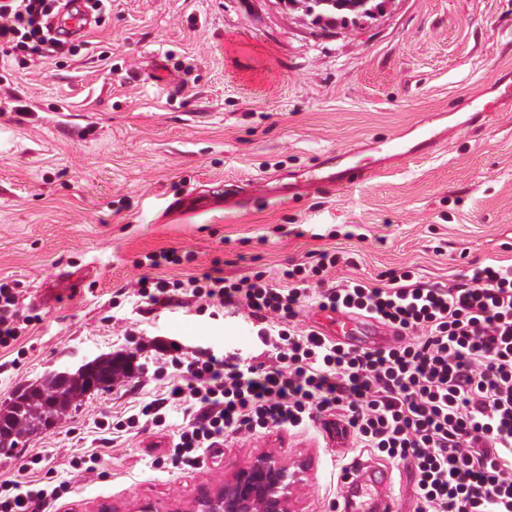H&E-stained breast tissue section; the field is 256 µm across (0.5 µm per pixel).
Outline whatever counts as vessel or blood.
<instances>
[{"label": "vessel or blood", "mask_w": 512, "mask_h": 512, "mask_svg": "<svg viewBox=\"0 0 512 512\" xmlns=\"http://www.w3.org/2000/svg\"><path fill=\"white\" fill-rule=\"evenodd\" d=\"M91 22L90 17L74 8H64L52 20L55 30L75 36L85 30ZM496 94L488 99L483 95L469 97L467 100L470 112L468 125H485L492 116L512 104V76H498L494 82ZM442 133L424 128L419 141L412 149L404 145L389 142L383 160L370 162H348L339 167L322 165L305 172L301 176L302 187L323 194H331L344 188H350L368 181L381 168L383 161L399 160L408 155H428L440 146ZM317 329L324 335L339 334L353 343L366 346L387 345L393 336L392 331L377 321L357 313L337 314L334 325L317 322ZM388 484L384 473H374L368 482H356L352 485L349 512H393L391 498L384 495L383 489Z\"/></svg>", "instance_id": "vessel-or-blood-1"}]
</instances>
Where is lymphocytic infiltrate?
<instances>
[{
  "mask_svg": "<svg viewBox=\"0 0 512 512\" xmlns=\"http://www.w3.org/2000/svg\"><path fill=\"white\" fill-rule=\"evenodd\" d=\"M69 2L0 0V49L31 58L75 53L74 39L49 23ZM164 261L179 258L146 255L130 296L151 308L184 297L201 312L232 308L262 326L271 356L257 364L210 351L188 358L175 343H158L172 370L165 394L117 421L116 431L163 426L170 405L181 403L170 459L191 467L226 439L324 418L353 447L410 463L416 512H512V262L491 259L445 284L409 268L380 285L358 277L332 284L327 275L340 258L322 250L315 264L287 271L282 287L262 272L151 277ZM21 295L19 282L0 283V347L40 320ZM306 307L361 313L399 336L384 349L351 347L298 327ZM69 489L65 481L1 480L0 512H45Z\"/></svg>",
  "mask_w": 512,
  "mask_h": 512,
  "instance_id": "lymphocytic-infiltrate-1",
  "label": "lymphocytic infiltrate"
}]
</instances>
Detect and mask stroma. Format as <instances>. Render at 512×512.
<instances>
[{
    "label": "stroma",
    "instance_id": "stroma-1",
    "mask_svg": "<svg viewBox=\"0 0 512 512\" xmlns=\"http://www.w3.org/2000/svg\"><path fill=\"white\" fill-rule=\"evenodd\" d=\"M77 55L0 67V279L20 280L41 317L0 347V405L104 354L138 366L78 400L51 430L0 451V480L71 486L55 512H135L194 501L275 455L303 465L296 512H331L337 476L359 457L388 470L396 512H415L409 465L281 429L226 442L199 465L160 467L181 421L118 435L109 423L159 395L160 341L264 362L244 316L193 302L145 312L119 296L144 255L176 251L157 278L219 267L238 279L284 273L312 251L342 252L330 279L412 266L445 281L512 260V111L470 128L462 103L512 71V0H387L382 14L329 28L283 0H112ZM455 134L434 153L335 194L284 186L349 151L362 158L421 127ZM251 199L228 210L218 188ZM99 457L94 472L73 460ZM39 457L28 471L30 457Z\"/></svg>",
    "mask_w": 512,
    "mask_h": 512
}]
</instances>
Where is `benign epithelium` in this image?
I'll use <instances>...</instances> for the list:
<instances>
[{"mask_svg":"<svg viewBox=\"0 0 512 512\" xmlns=\"http://www.w3.org/2000/svg\"><path fill=\"white\" fill-rule=\"evenodd\" d=\"M54 381V393L38 390L47 417L45 430L53 428L56 418L63 412L61 394L75 380L86 381L85 393L98 389L100 382L113 380L112 367L106 357L87 361L74 371H58L49 374ZM299 471L290 470L270 455H262L247 468L224 480L214 493L194 505V512H292V497Z\"/></svg>","mask_w":512,"mask_h":512,"instance_id":"1","label":"benign epithelium"}]
</instances>
